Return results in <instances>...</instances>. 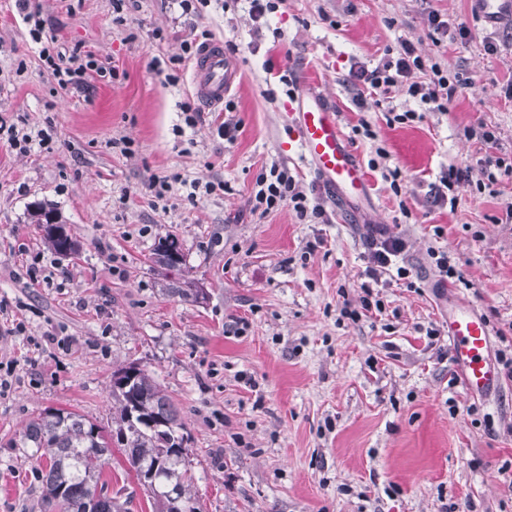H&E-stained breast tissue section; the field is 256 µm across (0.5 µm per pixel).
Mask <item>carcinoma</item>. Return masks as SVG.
<instances>
[{
	"mask_svg": "<svg viewBox=\"0 0 512 512\" xmlns=\"http://www.w3.org/2000/svg\"><path fill=\"white\" fill-rule=\"evenodd\" d=\"M29 220L56 253L77 252V242L56 224L54 209L38 205L29 212ZM155 262L176 283L167 289L169 294L198 301L197 290L187 281L177 237L168 235L159 242ZM186 442V425L171 397L147 370L130 364L112 372L111 430L75 411L58 409L30 420L19 445L49 462L37 502L40 512H128L108 493L103 480L114 445L124 452L137 483L149 482L145 495L152 512H172L168 486L173 479L188 512H202Z\"/></svg>",
	"mask_w": 512,
	"mask_h": 512,
	"instance_id": "carcinoma-1",
	"label": "carcinoma"
}]
</instances>
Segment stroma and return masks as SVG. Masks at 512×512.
Here are the masks:
<instances>
[{
	"mask_svg": "<svg viewBox=\"0 0 512 512\" xmlns=\"http://www.w3.org/2000/svg\"><path fill=\"white\" fill-rule=\"evenodd\" d=\"M30 3L58 51L82 46L120 76L60 89L16 0H0V122L51 136L21 155L0 134V376L11 383L0 394V512H31L40 496L46 463L16 446L25 423L62 408L111 426L112 372L131 362L181 412L203 512H512L500 474L512 465V382L468 395L449 383L461 370L447 338L431 346L421 332L445 329L451 298L486 318L492 350L512 342V181L483 185L473 135L488 126L497 156L512 160V18L487 21L472 0H285L258 31L246 0H210L197 16L173 0H129L119 15L112 0ZM432 10L453 39L434 42ZM204 31L234 45L240 79L233 112L202 109L189 127L192 63L179 55ZM403 39L469 82L448 111L402 125L374 107L358 112L346 75L351 60L375 64ZM304 76L360 163L387 151L398 190L370 171L368 201L341 212L324 197L288 147L283 81ZM228 118L241 124L231 143L216 133ZM362 120L373 138L351 136ZM120 138L132 154L113 148ZM274 164L322 198L328 223L285 204L252 213L255 179ZM451 165L470 168V180L454 208H440L429 186ZM176 172L223 188L194 204L181 186L155 198L150 182ZM40 204L77 254L55 253L29 224ZM371 224L407 239L401 264L424 291L392 280L382 315L343 320V302L359 301ZM171 234L201 302L168 294L152 264ZM433 249L448 253L459 282L438 287ZM241 319L247 328L234 334Z\"/></svg>",
	"mask_w": 512,
	"mask_h": 512,
	"instance_id": "obj_1",
	"label": "stroma"
}]
</instances>
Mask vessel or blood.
<instances>
[{
  "label": "vessel or blood",
  "instance_id": "b4317fda",
  "mask_svg": "<svg viewBox=\"0 0 512 512\" xmlns=\"http://www.w3.org/2000/svg\"><path fill=\"white\" fill-rule=\"evenodd\" d=\"M238 77L236 61L224 51V43L212 40L198 50L191 84L196 97L206 106L218 108ZM287 118L296 147L321 184L340 204L363 196L366 180L363 167L349 146L338 114L305 81H298L288 105ZM448 343L462 370V386L473 396H485L500 387V378L489 358L490 326L482 314L468 306L451 304L446 320Z\"/></svg>",
  "mask_w": 512,
  "mask_h": 512
}]
</instances>
